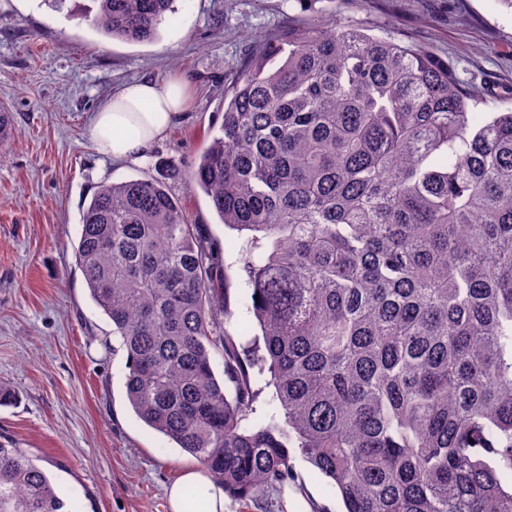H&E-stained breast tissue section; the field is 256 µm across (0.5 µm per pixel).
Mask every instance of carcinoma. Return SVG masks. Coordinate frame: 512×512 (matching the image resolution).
<instances>
[{"instance_id":"1","label":"carcinoma","mask_w":512,"mask_h":512,"mask_svg":"<svg viewBox=\"0 0 512 512\" xmlns=\"http://www.w3.org/2000/svg\"><path fill=\"white\" fill-rule=\"evenodd\" d=\"M90 2L84 19L129 42L176 13V0ZM473 102L421 47L290 28L258 42L187 173L92 195L75 258L126 353L127 400L226 495L269 509L299 456L342 512H512V106L490 96L477 125ZM182 177L250 235L279 405L260 426L218 318L221 265L166 184ZM0 512L71 510L1 443Z\"/></svg>"}]
</instances>
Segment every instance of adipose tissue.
<instances>
[{
    "label": "adipose tissue",
    "mask_w": 512,
    "mask_h": 512,
    "mask_svg": "<svg viewBox=\"0 0 512 512\" xmlns=\"http://www.w3.org/2000/svg\"><path fill=\"white\" fill-rule=\"evenodd\" d=\"M185 90L176 80L144 79L124 86L95 112L91 134L96 152L115 161H146L155 144L181 118ZM136 136H126L127 128ZM197 491L195 507H188L185 487ZM169 512H226L227 497L207 472L190 468L167 490Z\"/></svg>",
    "instance_id": "adipose-tissue-1"
}]
</instances>
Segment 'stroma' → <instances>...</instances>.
<instances>
[{"label": "stroma", "mask_w": 512, "mask_h": 512, "mask_svg": "<svg viewBox=\"0 0 512 512\" xmlns=\"http://www.w3.org/2000/svg\"><path fill=\"white\" fill-rule=\"evenodd\" d=\"M85 0H0V105L16 135L0 145V440L37 459L74 512H168L166 489L194 457L150 429L126 398L125 354L92 301L75 261L82 210L104 182L157 178L161 163L188 168L209 146L224 92L259 38L312 21L354 26L418 45L453 65L461 84L512 92V6L506 0H178L156 37L128 43L83 18ZM176 79L183 115L147 162L98 155L92 112L125 84ZM187 223L219 253L232 313L225 331L253 365L259 396L249 424L275 411L268 374L256 369L246 235L225 228L201 190L171 182ZM285 512H339L329 479L303 459Z\"/></svg>", "instance_id": "obj_1"}]
</instances>
